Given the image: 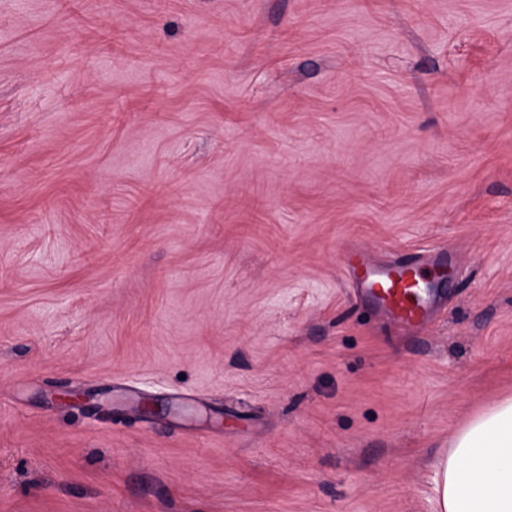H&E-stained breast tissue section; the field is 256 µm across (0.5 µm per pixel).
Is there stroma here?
Here are the masks:
<instances>
[{"mask_svg": "<svg viewBox=\"0 0 512 512\" xmlns=\"http://www.w3.org/2000/svg\"><path fill=\"white\" fill-rule=\"evenodd\" d=\"M507 397L512 0H0V512H435ZM353 268L354 277L372 298L386 305L392 316L403 325L419 324L433 298L416 288L421 279L417 263H396L385 267L364 265L359 273Z\"/></svg>", "mask_w": 512, "mask_h": 512, "instance_id": "obj_1", "label": "stroma"}]
</instances>
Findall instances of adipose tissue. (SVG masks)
I'll return each mask as SVG.
<instances>
[{"label": "adipose tissue", "mask_w": 512, "mask_h": 512, "mask_svg": "<svg viewBox=\"0 0 512 512\" xmlns=\"http://www.w3.org/2000/svg\"><path fill=\"white\" fill-rule=\"evenodd\" d=\"M440 512H512V398L473 417L439 461Z\"/></svg>", "instance_id": "obj_1"}]
</instances>
